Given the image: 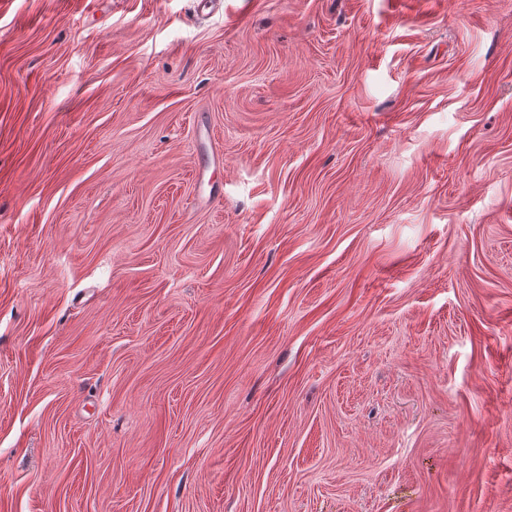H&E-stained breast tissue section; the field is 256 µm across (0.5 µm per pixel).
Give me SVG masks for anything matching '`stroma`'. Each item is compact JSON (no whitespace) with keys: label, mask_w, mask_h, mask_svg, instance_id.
Here are the masks:
<instances>
[{"label":"stroma","mask_w":512,"mask_h":512,"mask_svg":"<svg viewBox=\"0 0 512 512\" xmlns=\"http://www.w3.org/2000/svg\"><path fill=\"white\" fill-rule=\"evenodd\" d=\"M0 512H512V0H0Z\"/></svg>","instance_id":"stroma-1"}]
</instances>
